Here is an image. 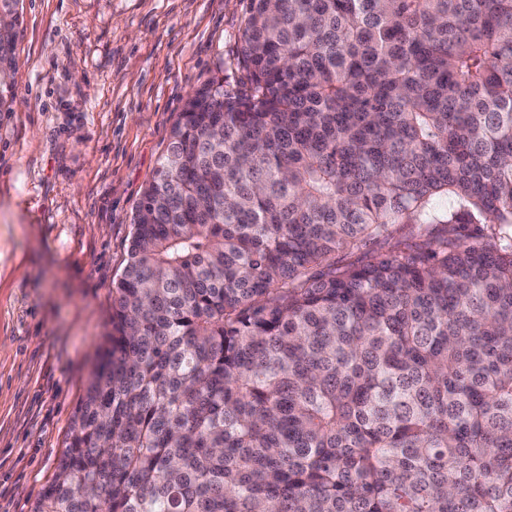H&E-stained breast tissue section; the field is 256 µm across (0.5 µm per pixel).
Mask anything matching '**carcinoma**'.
I'll return each mask as SVG.
<instances>
[{
	"label": "carcinoma",
	"instance_id": "cac0c4a2",
	"mask_svg": "<svg viewBox=\"0 0 512 512\" xmlns=\"http://www.w3.org/2000/svg\"><path fill=\"white\" fill-rule=\"evenodd\" d=\"M238 62L32 512H512V0H247ZM398 224L426 247L336 260Z\"/></svg>",
	"mask_w": 512,
	"mask_h": 512
}]
</instances>
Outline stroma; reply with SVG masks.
I'll list each match as a JSON object with an SVG mask.
<instances>
[{
    "label": "stroma",
    "mask_w": 512,
    "mask_h": 512,
    "mask_svg": "<svg viewBox=\"0 0 512 512\" xmlns=\"http://www.w3.org/2000/svg\"><path fill=\"white\" fill-rule=\"evenodd\" d=\"M0 112V512L72 439L141 193L188 95L237 61L243 0H19Z\"/></svg>",
    "instance_id": "1"
}]
</instances>
